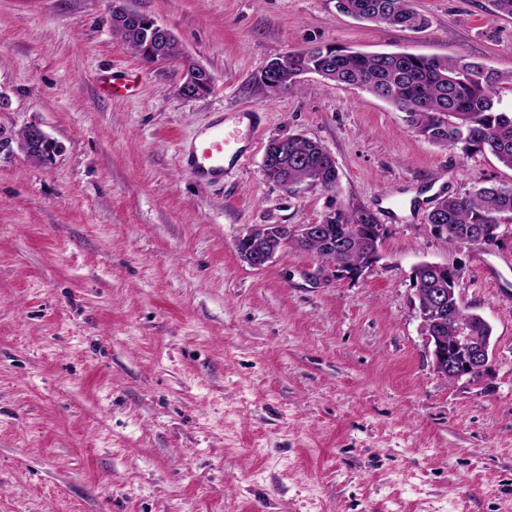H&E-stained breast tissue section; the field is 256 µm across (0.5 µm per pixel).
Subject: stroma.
I'll return each instance as SVG.
<instances>
[{
	"instance_id": "stroma-1",
	"label": "stroma",
	"mask_w": 512,
	"mask_h": 512,
	"mask_svg": "<svg viewBox=\"0 0 512 512\" xmlns=\"http://www.w3.org/2000/svg\"><path fill=\"white\" fill-rule=\"evenodd\" d=\"M210 70L117 39L112 0H0V124L62 143L39 165L0 156V512H512V219L491 248L450 247L442 197L512 185L490 154L427 141L402 112L314 74L270 93L266 64L317 45L464 56L512 73V17L492 0H412L426 29L356 20L336 0H128ZM127 71V97L100 93ZM246 119L247 159L203 181L178 159L215 117ZM334 158L336 191L269 181V141ZM364 208L381 257L313 287L284 249L256 269L254 224H320ZM459 271L492 326L488 382L433 370L412 272ZM123 0H114L112 3V10L120 16L119 24L113 22L112 27L115 35L123 42L128 49H130L137 57L147 64H155L164 59L174 61L178 59L182 52L178 43L167 46L164 52H159L154 47L148 48V43L151 45L161 46L164 43L171 41L174 34L168 28L159 25L146 14L142 13L140 17L141 24L137 26H129L131 21L138 19L131 9L124 5ZM151 21L148 23V21ZM125 22L126 24H122ZM148 23L146 26L147 41L143 36V30L146 26L143 24ZM148 42V43H147ZM183 68V80L176 88V95L184 100H193L199 98L209 91L213 86L212 74L202 65L192 61L190 58L183 56L178 60ZM105 74H99L97 83L100 91L110 96H121L127 92L128 84L118 71L106 70Z\"/></svg>"
}]
</instances>
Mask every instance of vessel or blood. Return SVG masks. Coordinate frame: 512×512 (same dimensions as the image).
Instances as JSON below:
<instances>
[{
    "instance_id": "vessel-or-blood-1",
    "label": "vessel or blood",
    "mask_w": 512,
    "mask_h": 512,
    "mask_svg": "<svg viewBox=\"0 0 512 512\" xmlns=\"http://www.w3.org/2000/svg\"><path fill=\"white\" fill-rule=\"evenodd\" d=\"M97 83L100 91L110 96H120L128 90L123 75L112 70L98 75ZM238 141L237 134L225 130L222 119L212 120L195 139L183 162L200 179H223L225 169L238 166L245 159Z\"/></svg>"
}]
</instances>
